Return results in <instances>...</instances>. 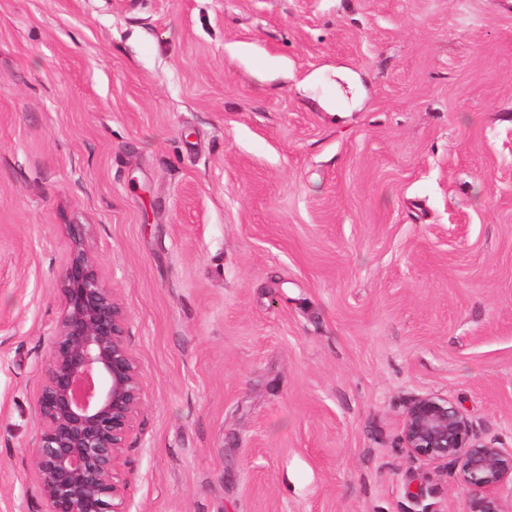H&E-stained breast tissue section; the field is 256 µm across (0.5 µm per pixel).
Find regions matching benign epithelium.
Here are the masks:
<instances>
[{"label": "benign epithelium", "mask_w": 512, "mask_h": 512, "mask_svg": "<svg viewBox=\"0 0 512 512\" xmlns=\"http://www.w3.org/2000/svg\"><path fill=\"white\" fill-rule=\"evenodd\" d=\"M68 234L63 313L41 367L33 469L42 512H124L117 467L142 405V375L127 346L126 314L98 276L84 225H69ZM402 443L411 459L453 463L474 512H500L497 492L512 482V448L477 436L448 397L428 393L411 401Z\"/></svg>", "instance_id": "7a95c632"}]
</instances>
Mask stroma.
Returning a JSON list of instances; mask_svg holds the SVG:
<instances>
[{"instance_id":"obj_1","label":"stroma","mask_w":512,"mask_h":512,"mask_svg":"<svg viewBox=\"0 0 512 512\" xmlns=\"http://www.w3.org/2000/svg\"><path fill=\"white\" fill-rule=\"evenodd\" d=\"M70 224L144 380L126 512H469L427 393L512 448V0H0V512Z\"/></svg>"}]
</instances>
